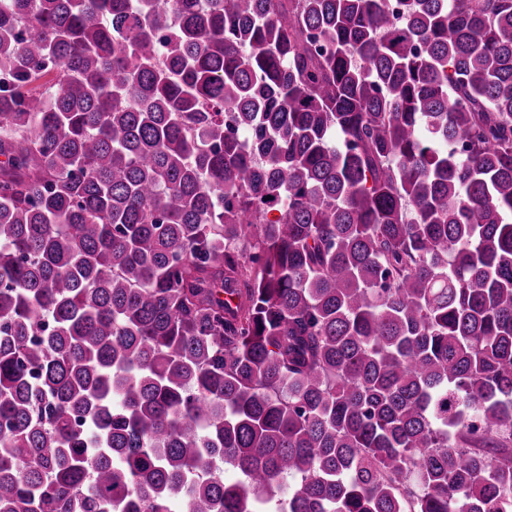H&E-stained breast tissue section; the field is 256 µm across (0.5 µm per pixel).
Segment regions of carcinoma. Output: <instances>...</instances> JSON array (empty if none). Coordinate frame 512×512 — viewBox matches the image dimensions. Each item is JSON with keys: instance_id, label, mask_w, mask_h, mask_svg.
I'll return each mask as SVG.
<instances>
[{"instance_id": "cac0c4a2", "label": "carcinoma", "mask_w": 512, "mask_h": 512, "mask_svg": "<svg viewBox=\"0 0 512 512\" xmlns=\"http://www.w3.org/2000/svg\"><path fill=\"white\" fill-rule=\"evenodd\" d=\"M396 7L0 0V512H512V0Z\"/></svg>"}]
</instances>
